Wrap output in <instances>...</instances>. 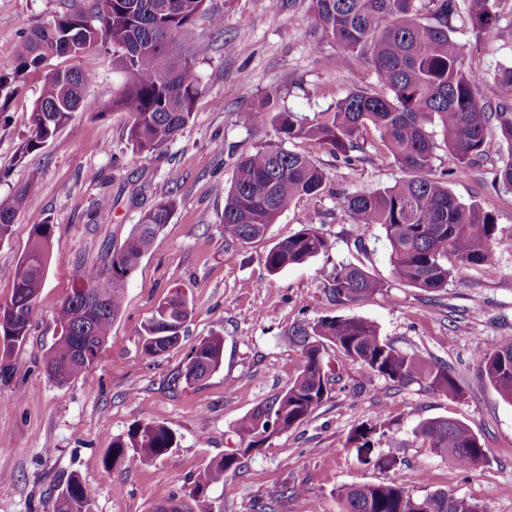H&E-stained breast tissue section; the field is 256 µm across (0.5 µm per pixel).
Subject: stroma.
Masks as SVG:
<instances>
[{
    "label": "stroma",
    "mask_w": 512,
    "mask_h": 512,
    "mask_svg": "<svg viewBox=\"0 0 512 512\" xmlns=\"http://www.w3.org/2000/svg\"><path fill=\"white\" fill-rule=\"evenodd\" d=\"M63 8L64 0H0V71L13 67L25 32ZM209 8L223 13L224 31L216 33L203 15L189 32L203 91L188 125L163 149L141 153L128 142L129 117L111 108L126 76L104 51L61 58V65L93 73L86 95L96 108L75 112L39 152L18 157L41 94V74H27L20 94L0 114V194L24 183L30 169L40 173L37 192L17 215L11 237L0 243V303L12 294L33 225L54 227L46 285L26 341L12 354L16 372L0 384V512H56L58 490L74 476L87 488L91 512H155L170 499L183 512H201L205 505L212 512H343L339 489L381 483L417 495L442 491L477 503L481 512H512V404L474 358L512 339V251L450 279L435 294L392 281L382 228L354 223L336 204L343 194L389 186L402 176L392 161L375 159L378 134L372 129L364 134L366 159L354 166L327 149L290 142L289 150L311 154L323 169V194L292 204L264 239L226 248L219 218L236 161L274 137L270 124L243 126L239 112L275 91L281 106L312 121L354 82L373 87L377 79L372 68L322 41L311 0H280L275 9L268 0H210ZM497 12L496 35L460 23L455 37L486 77L483 98L512 101V88L494 80L500 67L512 66V0H499ZM317 39L321 55L337 58L336 68L312 53ZM228 40L236 44L234 53L224 51ZM506 155V143L488 137L481 166L449 177L448 188L459 201L491 212L497 236L508 239L512 191L492 183L493 169ZM173 168L182 174L176 188L168 178ZM171 193L177 206L127 280L124 307L99 361L56 383L44 356L60 334L56 313L80 269L119 248L141 213ZM105 197L111 201L106 209L100 205ZM305 224L318 229L326 250L269 274L266 252ZM348 262L388 280V288L357 305L332 304L324 286L336 266ZM177 290L191 304V315L175 348L149 357L143 327ZM326 315L374 322L398 348L448 367L462 396L367 377L359 364L329 351L325 360L340 377L331 397L299 426L242 457L241 469L211 486L205 499L196 498L195 480L208 463L237 451L236 424L300 372L303 358L289 329ZM215 332L224 338L220 369L186 384L181 373L189 355ZM384 409L394 425L375 438L373 462L360 463L347 437ZM433 418L468 425L485 449L481 465L461 471L415 440L413 428ZM140 422L170 428L176 447L134 468L106 465L113 441ZM381 456L396 458L397 466L376 465Z\"/></svg>",
    "instance_id": "obj_1"
}]
</instances>
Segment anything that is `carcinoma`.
Returning <instances> with one entry per match:
<instances>
[{
  "mask_svg": "<svg viewBox=\"0 0 512 512\" xmlns=\"http://www.w3.org/2000/svg\"><path fill=\"white\" fill-rule=\"evenodd\" d=\"M207 0H91L87 9L68 8L47 24L26 33L15 67L0 72V95L7 100L20 93L22 78L43 73L40 97L31 112L29 134L19 159L41 150L73 112L91 111L86 98L92 72L74 66H50L56 57L78 58L92 51L113 50L115 63L127 75L112 109L128 114V141L140 152H153L174 140L192 117L201 87L196 76V51L186 38ZM497 0H312L315 26L322 37L373 68L379 88L355 84L333 109L307 122L278 110L268 95L240 121L252 126L271 115L276 139L267 141L237 163V174L224 192L226 245L263 238L268 226L295 201L316 197L325 177L309 154L285 148L290 140L324 146L346 165L363 160L360 139L368 128L378 133L375 156L391 160L404 176L390 186L357 191L340 198V206L356 224H378L390 247L393 281L426 293H438L464 271L490 265L498 251L512 248L496 235L493 215L476 203L459 201L448 189V177L476 163L485 153L487 137L495 132L507 143L508 155L494 171V181L512 190V104L485 100L479 92L485 76L467 61L464 45L454 37L453 21L465 6L473 30L491 35L497 30ZM437 126L447 148L448 170L434 168L429 128ZM39 187L33 169L20 187L0 196V242L10 237L26 198ZM175 195L159 200L141 213L120 248L106 262L83 269L60 305V336L45 355L46 370L57 383L77 377L97 360L95 348L105 345L124 306L127 279L176 208ZM54 239L51 224H36L31 244L15 271L11 302L21 307L16 318L0 311V381L14 374L9 356L24 344L36 301L45 286V271ZM327 247L312 224L272 247L264 257L275 275L301 264ZM454 265H448V257ZM386 282L353 263L331 274L325 292L338 305H357L378 294ZM192 312L186 297L176 291L158 304L144 327L143 352L160 357L179 342L170 329L182 327ZM290 336L303 356V367L288 387L244 417L235 432L242 448L210 461L195 484L201 496L213 484L240 469L247 455L275 434L301 424L329 398L334 377L325 369V354L336 348L359 363L367 376L385 377L400 386L418 384L448 397L461 388L448 370L415 352H403L383 339L378 327L362 318L324 316L292 328ZM224 338L214 333L200 342L185 364L183 378L191 384L221 367ZM494 389L512 404V340L493 351L477 354ZM393 425L390 415L354 427L352 448H369L376 435ZM422 446L446 456L462 471L477 468L484 447L470 428L452 419H429L413 429ZM176 443L174 433L152 422L131 428L112 443L109 462L133 466L166 455ZM343 512H481L479 506L454 499L442 491L414 495L390 484H359L338 490ZM57 512H89L85 485L69 479L57 496Z\"/></svg>",
  "mask_w": 512,
  "mask_h": 512,
  "instance_id": "obj_1",
  "label": "carcinoma"
}]
</instances>
